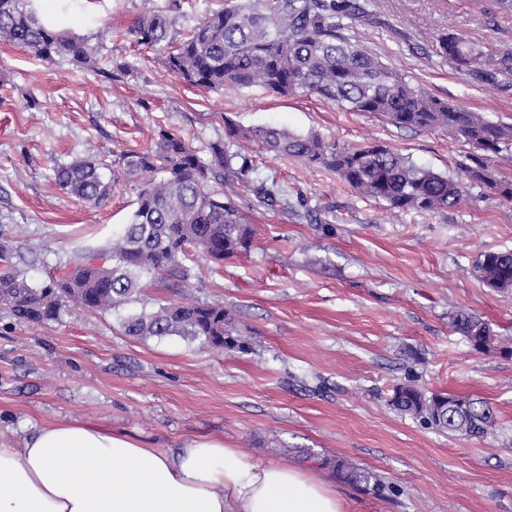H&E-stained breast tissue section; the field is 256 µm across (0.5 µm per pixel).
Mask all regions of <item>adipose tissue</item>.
I'll list each match as a JSON object with an SVG mask.
<instances>
[{"label":"adipose tissue","mask_w":512,"mask_h":512,"mask_svg":"<svg viewBox=\"0 0 512 512\" xmlns=\"http://www.w3.org/2000/svg\"><path fill=\"white\" fill-rule=\"evenodd\" d=\"M0 512H346L334 486L216 439L161 452L73 421L0 444Z\"/></svg>","instance_id":"1"}]
</instances>
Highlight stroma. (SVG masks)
Returning <instances> with one entry per match:
<instances>
[{
    "label": "stroma",
    "instance_id": "obj_1",
    "mask_svg": "<svg viewBox=\"0 0 512 512\" xmlns=\"http://www.w3.org/2000/svg\"><path fill=\"white\" fill-rule=\"evenodd\" d=\"M170 0H77L67 31L99 50L82 68L41 60L0 40V238L10 239L32 282L72 269L129 223L136 193L114 183L98 206L61 190L54 162L105 161L156 146L161 131L190 140L202 159L239 128L273 126L354 147H387L417 165L455 174L468 145L345 112L313 95L259 87L207 91L171 75L129 33ZM350 36L412 84L512 125V86L455 68L441 35L458 32L486 51L512 53V15L474 0H368ZM253 182L288 193L270 207L228 178L219 190L247 214L252 247L222 263L185 261V280H144L141 301L220 302L247 351L202 349L178 336L126 335L117 315L71 306L59 321L17 322L0 309V441L21 446L46 422L77 420L169 451L191 438L271 463H302L332 482L349 512H512V356L478 351L456 331L458 310L512 338V289L474 274L481 253L512 251V202L482 185L456 207L398 212L335 174L240 142ZM415 377L426 392L489 402L493 434L460 439L425 428L390 404ZM313 457L300 461L299 452ZM344 457L394 483L384 499L336 482L322 459Z\"/></svg>",
    "mask_w": 512,
    "mask_h": 512
}]
</instances>
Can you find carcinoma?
Instances as JSON below:
<instances>
[{"label": "carcinoma", "mask_w": 512, "mask_h": 512, "mask_svg": "<svg viewBox=\"0 0 512 512\" xmlns=\"http://www.w3.org/2000/svg\"><path fill=\"white\" fill-rule=\"evenodd\" d=\"M365 15L364 0H233L205 14L182 35L168 10L140 15L129 33L137 44L162 54L169 73L192 86L213 91L259 86L280 95H314L349 112L381 115L397 128L445 133L473 150V165L460 167L453 176L420 167L383 146L347 148L272 127L242 132L226 119L225 134L231 139L256 140L278 155L326 168L357 193L400 211L437 213L455 207L467 181L511 202L512 181L496 180L487 157L512 149V127L410 85L345 34L343 20ZM0 37L41 59L59 57L79 65L94 61L92 46L45 26L31 0H0ZM439 48L458 67L488 79L512 76L511 54L488 58L461 34L440 37ZM209 153L205 161L183 137L163 132L156 148L123 151L110 166L90 158L54 164L60 188L94 205L108 197L112 177H123L137 192V207L108 252L85 254L72 274L49 272L39 284L19 268L10 244L1 242L0 307L21 322L41 324L58 320L72 304L117 314L128 336L175 335L202 347L245 349L234 318L220 303L168 300L153 311L135 307L143 278L162 280L176 274L192 253L220 263L250 248L251 228L214 183L234 176L262 202L278 203L277 185L252 184L253 168L246 157L222 142L211 144ZM474 272L484 283L512 288V252L482 253ZM452 323L481 349L488 328L484 320L459 310ZM391 404L456 437L484 438L497 426L487 402L445 392L428 395L411 379L394 389ZM322 464L338 479L378 496L398 492L380 475L346 458L324 459Z\"/></svg>", "instance_id": "carcinoma-1"}]
</instances>
